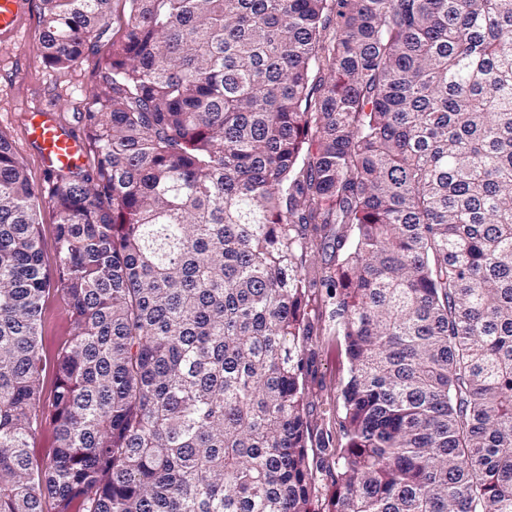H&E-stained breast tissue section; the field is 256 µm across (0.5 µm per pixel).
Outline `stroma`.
Segmentation results:
<instances>
[{"label":"stroma","mask_w":512,"mask_h":512,"mask_svg":"<svg viewBox=\"0 0 512 512\" xmlns=\"http://www.w3.org/2000/svg\"><path fill=\"white\" fill-rule=\"evenodd\" d=\"M111 50V38H104L93 54L78 60L65 72L54 71L44 64H35L13 52L0 50V132L8 136L14 152L22 159L34 190H41L44 186L46 171L36 153L24 141L20 122L23 109L50 101L61 102L65 105L61 119L70 126H77V114L85 110L90 90L101 77V62ZM331 311L332 304L325 289H316L309 306L314 329L304 342L309 356L305 378L309 401L306 419L309 447L315 452L340 447L344 442L340 428V389L349 365L344 348L336 337ZM71 334L67 300L62 292L51 291L44 299L41 316L43 357L51 358ZM54 385L52 371H44L39 429L30 445V453L36 459L47 457L55 445L50 404Z\"/></svg>","instance_id":"1"}]
</instances>
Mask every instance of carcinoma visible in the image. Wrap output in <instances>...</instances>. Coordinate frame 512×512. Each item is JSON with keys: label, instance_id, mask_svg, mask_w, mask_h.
<instances>
[{"label": "carcinoma", "instance_id": "obj_1", "mask_svg": "<svg viewBox=\"0 0 512 512\" xmlns=\"http://www.w3.org/2000/svg\"><path fill=\"white\" fill-rule=\"evenodd\" d=\"M41 2L48 68L110 30L115 0ZM122 2L96 164L47 175L53 271L0 132V512H512V0ZM314 288L350 363L322 503ZM72 334V324L68 312L67 299L59 290H51L43 302L41 316V353L47 359L46 370L41 377L43 403L40 405L39 429L31 441L30 453L34 459L47 457L55 445L54 426L51 420L53 408L50 404L55 378L49 368V359Z\"/></svg>", "mask_w": 512, "mask_h": 512}]
</instances>
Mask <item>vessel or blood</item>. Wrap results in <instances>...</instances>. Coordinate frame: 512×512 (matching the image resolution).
Wrapping results in <instances>:
<instances>
[{
	"label": "vessel or blood",
	"mask_w": 512,
	"mask_h": 512,
	"mask_svg": "<svg viewBox=\"0 0 512 512\" xmlns=\"http://www.w3.org/2000/svg\"><path fill=\"white\" fill-rule=\"evenodd\" d=\"M30 19L29 0H0V48L35 57L36 50L22 37ZM61 104L26 110L22 126L26 141L34 147L46 171L83 163L86 145L59 117Z\"/></svg>",
	"instance_id": "vessel-or-blood-1"
}]
</instances>
